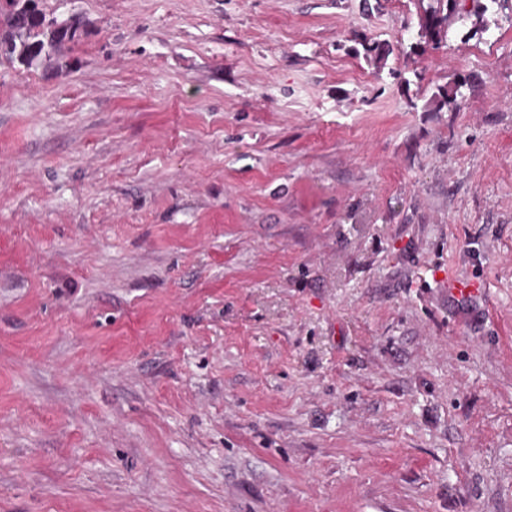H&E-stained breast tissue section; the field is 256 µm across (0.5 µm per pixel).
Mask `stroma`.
<instances>
[{
    "label": "stroma",
    "instance_id": "35a3bbf8",
    "mask_svg": "<svg viewBox=\"0 0 512 512\" xmlns=\"http://www.w3.org/2000/svg\"><path fill=\"white\" fill-rule=\"evenodd\" d=\"M40 6L87 27L0 65V512H512V12L379 66L417 0Z\"/></svg>",
    "mask_w": 512,
    "mask_h": 512
}]
</instances>
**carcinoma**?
<instances>
[{"label": "carcinoma", "mask_w": 512, "mask_h": 512, "mask_svg": "<svg viewBox=\"0 0 512 512\" xmlns=\"http://www.w3.org/2000/svg\"><path fill=\"white\" fill-rule=\"evenodd\" d=\"M418 6L421 41L410 44L407 57L424 45L442 47L448 15L456 12L457 0H418ZM85 28L86 21L79 13L58 21L47 17L39 0H0V33L8 40V44H0V63L18 62L27 67L57 64L65 46L78 41ZM362 48L365 57L380 66L392 53L389 45L368 40L362 42ZM458 92L457 88L439 87L428 105L435 112L456 106Z\"/></svg>", "instance_id": "obj_1"}]
</instances>
